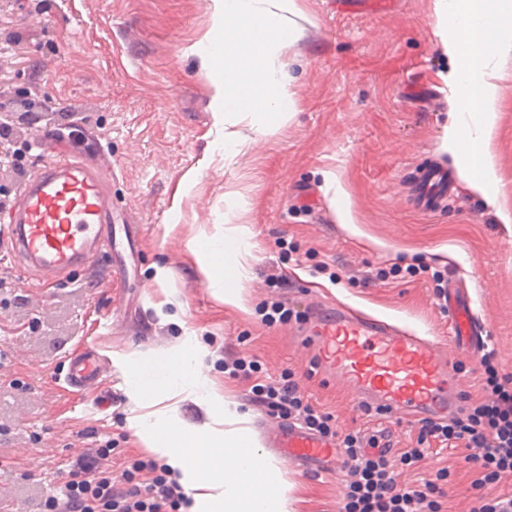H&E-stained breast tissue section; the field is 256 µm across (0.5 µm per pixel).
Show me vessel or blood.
<instances>
[{"mask_svg":"<svg viewBox=\"0 0 512 512\" xmlns=\"http://www.w3.org/2000/svg\"><path fill=\"white\" fill-rule=\"evenodd\" d=\"M457 192L455 178L433 168L417 179L411 199L418 211L429 213L438 201L455 200ZM115 220L111 178L102 166L80 152L56 155L17 190L4 217L7 251L39 283L57 284L111 248ZM447 308L454 339L472 351L483 350L487 330L456 287L448 289ZM300 333L314 369L325 379L344 382L361 410L402 421H445L461 411L460 379L430 337L342 303L311 306ZM96 377L92 358L71 363V386H85ZM262 438L265 448L311 476L333 473L344 464L334 439L298 422L267 423Z\"/></svg>","mask_w":512,"mask_h":512,"instance_id":"vessel-or-blood-1","label":"vessel or blood"}]
</instances>
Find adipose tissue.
Returning a JSON list of instances; mask_svg holds the SVG:
<instances>
[{
	"label": "adipose tissue",
	"mask_w": 512,
	"mask_h": 512,
	"mask_svg": "<svg viewBox=\"0 0 512 512\" xmlns=\"http://www.w3.org/2000/svg\"><path fill=\"white\" fill-rule=\"evenodd\" d=\"M438 29L453 61L448 80L457 89L458 109L448 128V148L463 179L482 190L497 180L490 145L496 126L497 75L493 57L512 47V0H435ZM242 237L202 241V270L225 303L241 305ZM205 353L193 346L183 355L127 359L133 398L154 406L177 395L180 386L202 387L211 426L199 431L182 420L135 416L130 426L144 447L180 473L191 498L190 512H288V484L277 462L247 434V415L231 410L213 386L201 379Z\"/></svg>",
	"instance_id": "obj_1"
}]
</instances>
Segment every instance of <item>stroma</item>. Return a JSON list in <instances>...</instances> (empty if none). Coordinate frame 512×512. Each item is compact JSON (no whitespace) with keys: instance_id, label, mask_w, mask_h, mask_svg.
I'll return each mask as SVG.
<instances>
[{"instance_id":"obj_1","label":"stroma","mask_w":512,"mask_h":512,"mask_svg":"<svg viewBox=\"0 0 512 512\" xmlns=\"http://www.w3.org/2000/svg\"><path fill=\"white\" fill-rule=\"evenodd\" d=\"M298 4L284 57L295 113L271 134L239 124L248 147L228 160L217 76L198 51L212 34L210 0H0V101L34 100L10 115L15 145H33L28 169L56 148L61 113L73 114L112 168V208L135 224L139 250L130 276L115 275L103 253L57 285L0 259V512H46L99 442L114 451L98 470L150 460L129 426L140 409L123 358L172 353L191 336L207 348L204 373L248 415L250 435L265 414L252 386L290 372L338 435L386 428L398 447L414 446L419 423L364 413L342 383L307 372L297 329L318 297L440 340L475 399L479 360L448 334L432 278L441 272L467 288L500 373L512 375V223L501 219L512 215V49L495 59L496 183L483 192L460 183L455 202L423 215L409 198L417 176L432 164L458 171L446 147L458 100L435 0ZM192 172L196 185L181 193ZM227 231L250 245L239 307L214 296L194 254L199 239ZM419 265L427 273L413 274ZM278 300L292 317L265 322ZM89 351L97 385L68 387L70 357ZM231 355L256 361L257 372L230 377ZM466 454L432 446L399 480L448 469L443 512H469L476 474ZM279 466L292 486L288 512H339L347 471L309 477L288 460Z\"/></svg>"}]
</instances>
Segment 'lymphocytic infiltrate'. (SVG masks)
<instances>
[{
	"label": "lymphocytic infiltrate",
	"instance_id": "obj_1",
	"mask_svg": "<svg viewBox=\"0 0 512 512\" xmlns=\"http://www.w3.org/2000/svg\"><path fill=\"white\" fill-rule=\"evenodd\" d=\"M479 372L483 398L451 420L425 421L415 446L403 449L398 460L364 453L360 436L349 434L341 439L350 484L340 512H442L447 469L414 487L397 481V465L411 467L422 461L424 445L431 441L470 449L469 461L476 470L471 486L477 492L470 512H512V492L495 496L487 492L502 475L512 473V377L500 374L490 351L482 355ZM254 395L272 415L302 421L324 435L334 432L331 416L305 402L289 375L255 386ZM94 463L91 456L75 462L61 512H176L181 503L180 485L168 469H156L154 462L134 461L117 478L93 474ZM145 469L154 472L151 482H137V473Z\"/></svg>",
	"mask_w": 512,
	"mask_h": 512
}]
</instances>
